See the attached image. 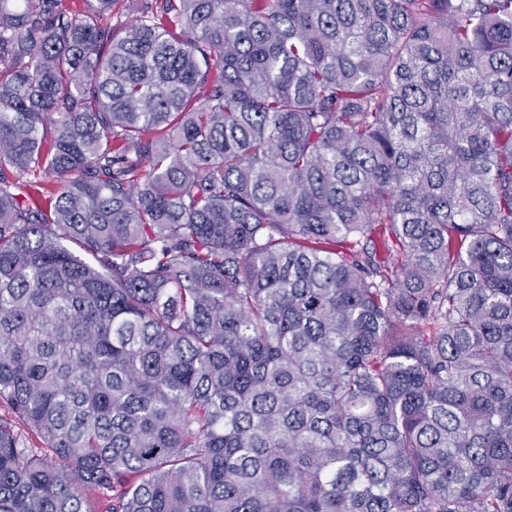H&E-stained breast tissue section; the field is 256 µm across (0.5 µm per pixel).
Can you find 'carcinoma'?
Segmentation results:
<instances>
[{"label":"carcinoma","instance_id":"obj_1","mask_svg":"<svg viewBox=\"0 0 512 512\" xmlns=\"http://www.w3.org/2000/svg\"><path fill=\"white\" fill-rule=\"evenodd\" d=\"M65 2L0 0V512H512V0Z\"/></svg>","mask_w":512,"mask_h":512}]
</instances>
